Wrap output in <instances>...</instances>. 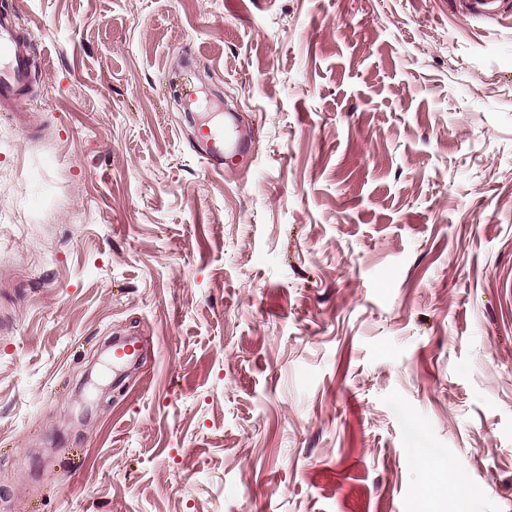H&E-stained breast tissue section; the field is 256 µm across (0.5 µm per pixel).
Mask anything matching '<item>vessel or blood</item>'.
<instances>
[{
  "mask_svg": "<svg viewBox=\"0 0 512 512\" xmlns=\"http://www.w3.org/2000/svg\"><path fill=\"white\" fill-rule=\"evenodd\" d=\"M503 0H454L462 15L472 19L495 17ZM31 37L21 31L16 11L0 12V108L21 112L28 99ZM198 135L206 145L204 158L213 171H236V161L248 150L236 126L207 118L198 125ZM141 346L136 339L113 343L112 364L138 361Z\"/></svg>",
  "mask_w": 512,
  "mask_h": 512,
  "instance_id": "1",
  "label": "vessel or blood"
}]
</instances>
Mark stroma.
I'll list each match as a JSON object with an SVG mask.
<instances>
[{"label":"stroma","instance_id":"obj_1","mask_svg":"<svg viewBox=\"0 0 512 512\" xmlns=\"http://www.w3.org/2000/svg\"><path fill=\"white\" fill-rule=\"evenodd\" d=\"M5 4L0 512H512V5ZM459 6V12L471 19H487L495 17L504 0H452ZM32 39L21 31L17 11L0 12V108L13 110L23 123L22 107L28 99ZM198 135L206 145L204 159L216 172H236V160L250 149L248 141L237 133L236 126L214 118L207 117L198 123ZM112 366L131 364L138 361L141 355V346L136 339L117 340L113 342Z\"/></svg>","mask_w":512,"mask_h":512}]
</instances>
